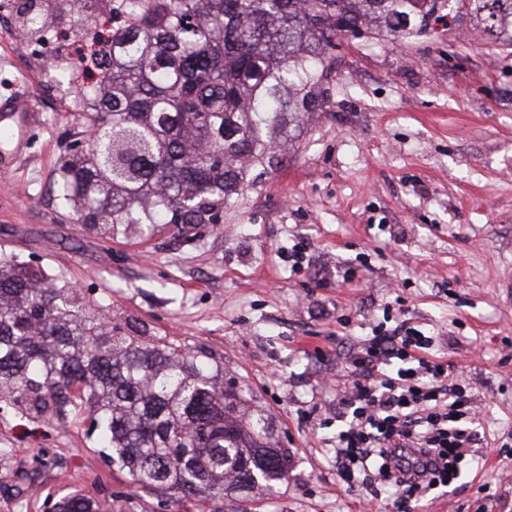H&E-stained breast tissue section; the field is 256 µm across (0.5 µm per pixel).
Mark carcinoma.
<instances>
[{
    "label": "carcinoma",
    "instance_id": "obj_1",
    "mask_svg": "<svg viewBox=\"0 0 512 512\" xmlns=\"http://www.w3.org/2000/svg\"><path fill=\"white\" fill-rule=\"evenodd\" d=\"M466 9L512 46V0H27L23 39L84 42L110 27L112 53L91 51L97 82L77 112L121 134L104 163L92 143L62 163L59 195L107 238L172 224H213L241 195L248 167L271 162L290 125L321 110L327 55L339 30L377 23L419 35ZM80 386V403L71 389ZM0 401L58 417L86 412L91 434L145 491L224 501L273 496L292 454L275 419L224 366L137 327H107L77 291L0 251ZM55 512H100L79 494Z\"/></svg>",
    "mask_w": 512,
    "mask_h": 512
}]
</instances>
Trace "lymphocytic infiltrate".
I'll return each instance as SVG.
<instances>
[{"instance_id":"f902f5d3","label":"lymphocytic infiltrate","mask_w":512,"mask_h":512,"mask_svg":"<svg viewBox=\"0 0 512 512\" xmlns=\"http://www.w3.org/2000/svg\"><path fill=\"white\" fill-rule=\"evenodd\" d=\"M432 345V337L410 327L400 336L372 337L356 355L334 440L343 480L359 476L419 501L473 459L480 419L447 368L424 358Z\"/></svg>"}]
</instances>
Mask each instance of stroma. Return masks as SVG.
<instances>
[{"mask_svg":"<svg viewBox=\"0 0 512 512\" xmlns=\"http://www.w3.org/2000/svg\"><path fill=\"white\" fill-rule=\"evenodd\" d=\"M49 40L0 49V101ZM325 101L272 164L255 167L220 224L108 239L54 186L83 120L42 107L23 150L0 141V249L82 293L114 324L211 354L276 420L293 452L273 497L224 512H394L384 490L336 473L339 391L375 331L402 318L472 388L478 462L415 512H512V46L472 24L340 42ZM0 403V512L77 493L112 512H198L142 492L90 435ZM31 490L16 495L19 476Z\"/></svg>","mask_w":512,"mask_h":512,"instance_id":"1","label":"stroma"}]
</instances>
